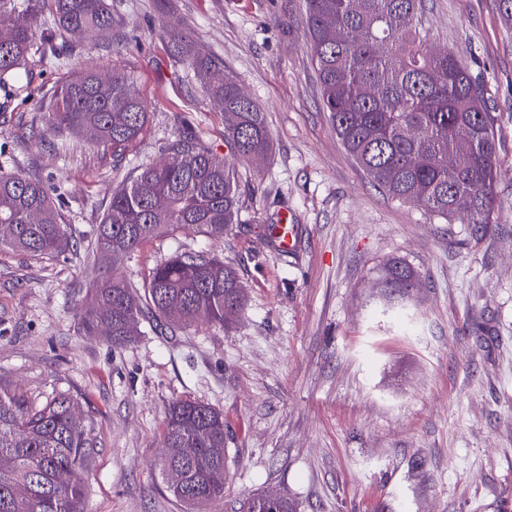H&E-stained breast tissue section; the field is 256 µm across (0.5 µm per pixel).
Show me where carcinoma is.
Masks as SVG:
<instances>
[{
    "instance_id": "obj_1",
    "label": "carcinoma",
    "mask_w": 512,
    "mask_h": 512,
    "mask_svg": "<svg viewBox=\"0 0 512 512\" xmlns=\"http://www.w3.org/2000/svg\"><path fill=\"white\" fill-rule=\"evenodd\" d=\"M32 0H0V13L14 15L10 42L0 45V86L21 69L40 26ZM54 21L66 34H99L112 27L106 0H52ZM422 0H303V33L321 89L323 110L342 144L378 188L430 215L482 229L497 207L494 185L498 146L495 119L484 111L469 72L447 52L428 49L422 34ZM171 58L186 63L206 83L224 111V142L230 155L205 147L186 123L149 163L113 193L100 224L95 250L100 268L80 326L110 329L123 346L147 318L157 329L198 322L224 327L240 315L246 291L236 272L214 256L180 254L158 265L137 287L116 275L115 265L150 239L192 226L222 238L238 223L235 162L259 163L271 139L264 113L229 73L201 56L191 33L174 22L165 31ZM47 131L71 134L123 152L143 135L147 104L133 77L115 69L89 72L52 93ZM39 222H27L28 213ZM0 224L14 233L0 247L33 256L71 246L49 187L39 179L0 174ZM416 274L400 261L386 265L380 287L404 295ZM91 440L80 403L57 392L39 406L0 385V512H81V470ZM163 473L177 481L169 490L200 508L224 497V415L208 405L181 400L167 413ZM240 512H296L282 496L258 494Z\"/></svg>"
}]
</instances>
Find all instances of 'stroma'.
Masks as SVG:
<instances>
[{"mask_svg":"<svg viewBox=\"0 0 512 512\" xmlns=\"http://www.w3.org/2000/svg\"><path fill=\"white\" fill-rule=\"evenodd\" d=\"M110 32L37 43L0 88V171L43 180L75 245L38 258L0 251V382L39 404L79 399L92 446L83 512H190L158 465L173 402L224 414L223 498L237 512L277 491L299 512H512V26L499 0H426L428 46L479 83L498 140L500 203L486 232L392 200L345 150L322 107L302 0H112ZM175 20L264 112L271 154L238 165L241 221L223 238L182 228L150 240L118 274L140 284L174 254L234 267L247 293L230 327L132 342L79 327L98 275L86 247L112 194L183 123L227 154L224 114L160 32ZM131 74L150 121L125 156L43 138L56 85L87 69ZM290 215L293 252L268 221ZM418 275L379 287L389 260Z\"/></svg>","mask_w":512,"mask_h":512,"instance_id":"1","label":"stroma"}]
</instances>
